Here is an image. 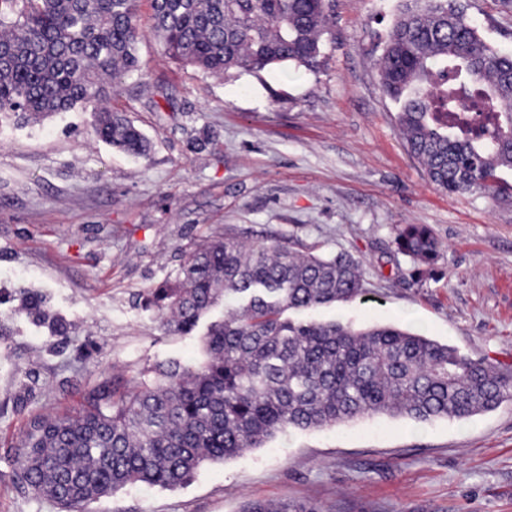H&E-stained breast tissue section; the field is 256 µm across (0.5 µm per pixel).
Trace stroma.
<instances>
[{"label":"stroma","instance_id":"obj_1","mask_svg":"<svg viewBox=\"0 0 512 512\" xmlns=\"http://www.w3.org/2000/svg\"><path fill=\"white\" fill-rule=\"evenodd\" d=\"M512 54V0H463ZM396 0H330L322 63L222 78L178 65L153 37L142 69L111 92L152 144L130 156L94 139L86 112L31 125L0 116V512H60L22 488L12 449L28 414L77 408L101 375L131 387L146 368L200 357L146 307L201 240L235 232L364 263L365 294L313 311L365 328L402 325L475 361L512 369V194L432 185L401 138L374 61ZM202 150L191 144L201 134ZM442 244L437 279L416 282L399 225ZM40 293L76 330L9 318ZM28 395L25 412L14 406ZM309 502L320 512H512V399L467 420L378 414L286 429L263 447L204 462L186 484H137L86 512H242Z\"/></svg>","mask_w":512,"mask_h":512}]
</instances>
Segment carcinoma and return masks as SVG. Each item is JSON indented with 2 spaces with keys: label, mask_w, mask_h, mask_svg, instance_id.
Masks as SVG:
<instances>
[{
  "label": "carcinoma",
  "mask_w": 512,
  "mask_h": 512,
  "mask_svg": "<svg viewBox=\"0 0 512 512\" xmlns=\"http://www.w3.org/2000/svg\"><path fill=\"white\" fill-rule=\"evenodd\" d=\"M138 0H0V112L38 123L75 110L94 136L132 156L150 145L108 105L109 82L140 70ZM329 0H152L151 34L165 54L209 75L293 62L319 67L330 34ZM455 0H399L376 68L410 153L449 193L503 190L512 172V57L488 44ZM487 123L468 127L469 112ZM397 251L422 281L435 278L440 246L425 224H404ZM361 262L280 245L207 238L176 275L150 290L175 335L210 323L204 356L139 373L126 392L102 377L78 411L28 419L14 458L33 494L64 512L133 484L180 486L206 459L259 448L275 432L389 414L464 420L512 397V377L455 347L393 326L296 320L291 312L353 301ZM66 338L74 324L30 294L13 309ZM244 512H319L310 503H252Z\"/></svg>",
  "instance_id": "cac0c4a2"
}]
</instances>
